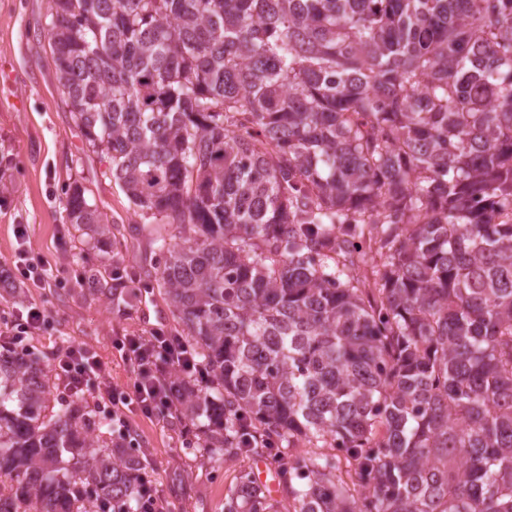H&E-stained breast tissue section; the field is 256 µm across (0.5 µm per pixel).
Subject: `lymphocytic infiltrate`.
I'll return each instance as SVG.
<instances>
[{"instance_id": "lymphocytic-infiltrate-1", "label": "lymphocytic infiltrate", "mask_w": 512, "mask_h": 512, "mask_svg": "<svg viewBox=\"0 0 512 512\" xmlns=\"http://www.w3.org/2000/svg\"><path fill=\"white\" fill-rule=\"evenodd\" d=\"M17 251L13 262L14 283H30L43 288L54 283L52 271L43 262L29 255L27 225H16ZM46 308L31 303L22 309L0 312V343L25 346L30 337L38 335L49 321ZM124 359L133 367L134 380L130 390L112 387V366L94 352L68 345L55 357L54 371L58 386L75 396H97L108 400L112 407V426L125 430L128 416L138 413L145 417L173 415L181 397L179 383L172 380L174 371L191 372L194 358L188 346L176 337L155 330L148 336H124L117 342Z\"/></svg>"}]
</instances>
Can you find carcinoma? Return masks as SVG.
<instances>
[{
    "label": "carcinoma",
    "instance_id": "carcinoma-1",
    "mask_svg": "<svg viewBox=\"0 0 512 512\" xmlns=\"http://www.w3.org/2000/svg\"><path fill=\"white\" fill-rule=\"evenodd\" d=\"M46 36L176 231L131 280L207 376H175L177 420L281 462L285 502L247 472L225 512H512V0H53ZM43 372L0 350L15 512H142L143 454Z\"/></svg>",
    "mask_w": 512,
    "mask_h": 512
}]
</instances>
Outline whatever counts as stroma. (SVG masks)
Here are the masks:
<instances>
[{
	"instance_id": "1",
	"label": "stroma",
	"mask_w": 512,
	"mask_h": 512,
	"mask_svg": "<svg viewBox=\"0 0 512 512\" xmlns=\"http://www.w3.org/2000/svg\"><path fill=\"white\" fill-rule=\"evenodd\" d=\"M50 0H0V269L16 254L14 227H29L31 257L58 276L49 288L21 287L0 295V310L30 302L44 305L50 320L29 345L45 365L59 347L75 345L112 364V384L129 389L134 374L116 348L122 336H147L176 322L160 291L129 279L152 271L154 240L168 234L158 218L135 207L109 171L104 153L90 148L57 81L44 35ZM85 189L112 232L91 237L77 231L65 209L70 188ZM88 254L89 263L79 261ZM111 278L120 271L115 306L85 288V270ZM134 447L147 458L163 512H224V501L244 472H256L254 457L206 460L193 448L179 421L133 413Z\"/></svg>"
}]
</instances>
